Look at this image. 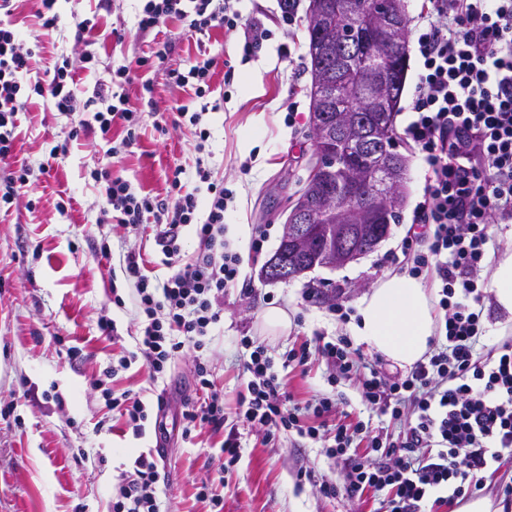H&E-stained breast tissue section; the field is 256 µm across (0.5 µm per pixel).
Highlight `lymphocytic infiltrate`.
Instances as JSON below:
<instances>
[{"instance_id":"1","label":"lymphocytic infiltrate","mask_w":512,"mask_h":512,"mask_svg":"<svg viewBox=\"0 0 512 512\" xmlns=\"http://www.w3.org/2000/svg\"><path fill=\"white\" fill-rule=\"evenodd\" d=\"M228 0H144L138 28L148 31L166 19L183 21L190 35L223 26ZM417 53L421 66L411 118L402 129L417 147L425 172L422 201L403 240V264L411 275L429 272L438 281L437 307L443 320L433 347L407 374L390 375L370 367L361 371L348 338L317 340L284 355V367L307 368L325 362L330 382L357 377L367 405L402 422L397 438L382 439L371 424L330 422L333 401L317 397L293 402L265 346L250 337L242 344L250 355L249 375L238 396L237 424L226 425L224 392L210 378L203 359L214 329L224 315V291L238 281L240 257L225 237V210L230 193L203 161L194 177L208 196L184 190L173 177V196L160 199L135 189L131 182L96 171L103 185L106 212L131 230L151 222L155 242L168 268L165 278L149 271L141 256L128 252L125 277L135 290L141 329L134 350L123 352L117 370L142 362L151 379L185 355L195 361L197 401L181 412L183 440L196 429L222 433L217 454L218 478L232 473L240 460L243 431L261 433L272 442L284 432L323 440L328 457L347 456L343 484L322 481L328 499L378 494L377 512H440L483 488L485 474L512 462V338L488 352L477 345L483 333L481 306L488 296L481 272L494 239L490 227L512 223V0H424ZM94 52L63 59L52 77L24 89L21 78L31 70L33 53L23 49L16 31L0 24V165L9 172L0 179V208L12 207L33 174L27 165L10 169L18 120L31 95L54 111L76 112L77 71L88 69ZM216 57L199 53L185 67L170 70V82L191 87L200 101L196 111L180 109L176 125L190 124L200 140L210 136L204 118L212 105L211 79ZM131 77L119 67L109 83L96 86L86 101L92 120H79L69 141L93 131L109 142L111 157L134 147L138 111L124 92ZM125 135L113 140L112 129ZM195 226L197 250L183 258L182 230ZM366 444L361 457H350L355 441ZM158 460L140 453L123 473L112 496V512H162Z\"/></svg>"}]
</instances>
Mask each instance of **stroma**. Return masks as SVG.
Returning a JSON list of instances; mask_svg holds the SVG:
<instances>
[{"label": "stroma", "mask_w": 512, "mask_h": 512, "mask_svg": "<svg viewBox=\"0 0 512 512\" xmlns=\"http://www.w3.org/2000/svg\"><path fill=\"white\" fill-rule=\"evenodd\" d=\"M310 0H296L293 19H285L281 0H232L244 21L267 35L243 58L242 31L211 30L203 46L217 56L212 87L223 94L220 109L209 116L210 138L205 161L223 178L234 199L225 211L229 224L248 225L251 232L266 230L261 251L250 240L233 238L241 257L235 287L224 292V321L214 330L204 359L217 387L224 390L227 420H234L237 397L249 379L244 363L250 351L241 339L264 342L274 360L291 348L322 336L334 340L350 335L349 323L339 321L330 307L339 303L356 308L362 295L397 265L381 267L388 254L400 253L413 210L421 201L424 171L410 143L397 139L407 159L405 202L386 237L370 253L341 267H314L299 276L272 282L262 274L280 244L289 204L310 172L313 142L308 135L310 73L307 69V9ZM142 0H59L61 21L50 31L40 30L34 16L36 0H17L12 17L25 46L34 51L33 65L53 67L63 58L82 53L69 24L71 12L96 17L104 37L96 46L94 68L81 71L78 98L86 100L96 83L110 80L121 66L133 69L126 92L140 106L137 143L132 152L108 157L99 136L68 141L71 116L44 106L32 97L19 116L15 142L17 162L41 175L9 212L0 213V512H110L112 493L139 453L155 444V428L142 437L127 432L125 420L112 412L91 382L103 379L114 391L139 390L149 408L157 398L172 394L174 412L195 398L191 358L175 362L163 378L150 382L141 365L107 380L103 371L121 348H134L139 321L130 303L132 286L121 274L128 251L140 252L154 275L164 276V256L155 243V227L146 224L131 232L102 212L101 185L95 171L109 168L143 191L166 197L176 168L193 171L197 153L192 127L174 126L181 107L197 108L193 93L173 86L169 69L194 58V37L185 35L182 21L170 18L159 31L138 29ZM172 49L151 69L136 67L137 58L150 55L164 41ZM150 81L151 105H143V81ZM68 143L65 158L54 159L51 149ZM109 246L102 256L101 246ZM126 299L125 308L111 302V288ZM316 288L313 302L302 298L304 288ZM273 307L287 312L291 326L268 328L263 316ZM115 320L122 344L101 337L100 316ZM80 355L70 359L69 348ZM296 401L316 396L343 395L338 411L349 421L368 420L398 434L401 426L379 415L360 398L357 383H330L324 363L307 370H281ZM106 428H99V421ZM217 441L202 430L188 442L175 440L164 461L161 499L166 512H208L199 501L202 480L214 477L210 459ZM241 459L228 488L223 489L222 512H375L373 493L362 499H327L316 479L343 484V461L328 458L320 443L281 434L271 444L261 435L244 434ZM312 472L313 481L298 482V471Z\"/></svg>", "instance_id": "1"}]
</instances>
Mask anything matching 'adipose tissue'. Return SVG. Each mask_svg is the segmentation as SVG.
Masks as SVG:
<instances>
[{"mask_svg":"<svg viewBox=\"0 0 512 512\" xmlns=\"http://www.w3.org/2000/svg\"><path fill=\"white\" fill-rule=\"evenodd\" d=\"M489 281L503 324L512 327V248L495 260ZM358 313L360 340L400 367H412L429 352L438 315L432 292L420 280L386 274L360 298Z\"/></svg>","mask_w":512,"mask_h":512,"instance_id":"1","label":"adipose tissue"}]
</instances>
